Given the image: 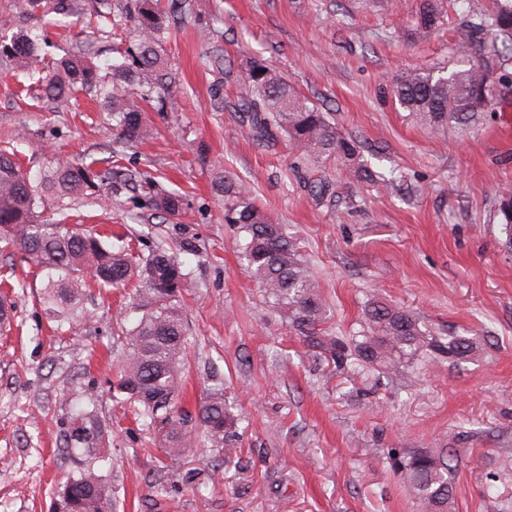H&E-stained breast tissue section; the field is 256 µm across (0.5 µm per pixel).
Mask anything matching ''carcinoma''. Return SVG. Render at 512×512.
Listing matches in <instances>:
<instances>
[{
	"instance_id": "cac0c4a2",
	"label": "carcinoma",
	"mask_w": 512,
	"mask_h": 512,
	"mask_svg": "<svg viewBox=\"0 0 512 512\" xmlns=\"http://www.w3.org/2000/svg\"><path fill=\"white\" fill-rule=\"evenodd\" d=\"M462 20L459 42L471 63L462 69L415 68L395 84L399 105L421 126L439 130L453 122L461 129L477 125L497 109L502 87H512V0H494L488 10L470 0H453ZM30 12L62 26L79 23L73 0H27ZM188 0H134L129 19L138 41L134 50L112 49L106 74L90 58L69 52L45 63L38 38L10 31L0 22V56L41 74L47 100L58 101L88 92L112 112L122 138L136 143L148 134L143 103L165 81L161 52ZM443 0H420L413 23L432 29L443 21ZM247 97L236 104L246 113L255 136L265 141L277 133L288 138L296 158L313 164L335 163L353 172L356 181L391 187L393 177L375 171L361 156L357 142L343 134L327 111L300 95L283 76L255 61L246 72ZM135 180L111 157L89 162L56 163L31 175L15 153L0 149V243L23 250L41 269L39 304L55 329L74 323L94 326L99 316L86 305L87 289L118 288L135 283L129 311L135 321L121 329L123 354L113 381V397L135 415L164 432V454L176 461L193 447L192 435L178 408L186 376L184 354L189 344L183 292L190 272L181 255L196 252L187 240L172 249L160 244L141 257L124 236L102 235L74 222L76 207L112 200V193ZM224 197V220L245 233V271L316 358L338 374L377 372L395 375L421 361L456 365L477 357L484 337L477 334L438 336L411 310L383 301L365 306L359 329L336 333L329 325L330 308L313 267L304 258L286 225L271 219L256 203L251 189L224 170L213 178ZM154 210L175 215L183 199L175 193L150 197ZM497 223L504 226L512 249V187L495 201ZM51 215H46V210ZM210 445L232 458L240 419L224 399V387L210 389L195 417ZM106 431L93 411L81 409L67 422L63 444L71 472L60 486L55 512H112V482L103 474ZM390 467L418 499L423 512H451L455 484L452 455L428 448L388 453Z\"/></svg>"
}]
</instances>
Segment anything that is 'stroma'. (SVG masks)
Here are the masks:
<instances>
[{
	"mask_svg": "<svg viewBox=\"0 0 512 512\" xmlns=\"http://www.w3.org/2000/svg\"><path fill=\"white\" fill-rule=\"evenodd\" d=\"M419 3L191 0L164 45L171 82L161 102L145 107L151 133L132 145L91 96L45 102L37 75L0 60V148L17 151L34 171L112 155L184 197L178 215L162 218L147 192L125 189V231L140 253L159 241H198L199 253L184 258L193 271L185 293L193 341L181 406L194 411L217 375L242 418L231 461L201 441L161 468L162 433L109 396L124 289L90 290L97 328L76 324L57 334L36 297L40 269L20 250L2 249L0 271L18 287L9 293L13 328L0 334V512H49L70 469L62 430L90 388L110 430L104 472L116 512H420L387 466L394 448L457 455L455 512H512V252L493 215L499 187L512 184V90L470 131L420 127L393 96L396 78L467 59L457 15L417 29ZM25 4L0 0V17L44 35L47 58L83 46L97 28L91 14L82 30L50 26ZM254 59L327 108L364 154H381L397 187L359 185L330 165L328 178L356 187L357 202L315 201L308 166L287 138L256 140L235 109ZM219 168L248 183L260 207L299 238L334 329H352L367 301L381 298L439 334L488 336L485 353L392 380L316 368L242 266L239 234L212 186ZM491 481L498 493L489 498Z\"/></svg>",
	"mask_w": 512,
	"mask_h": 512,
	"instance_id": "obj_1",
	"label": "stroma"
}]
</instances>
